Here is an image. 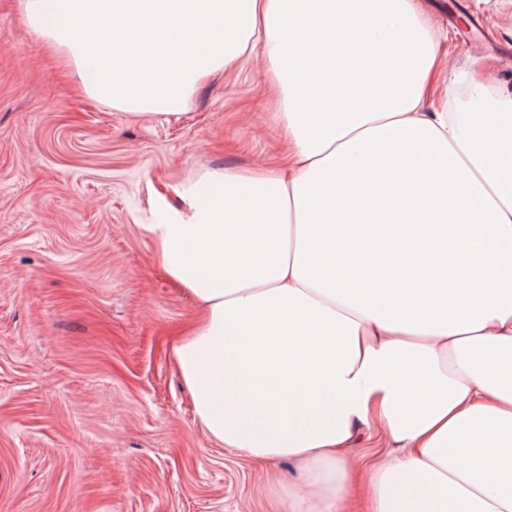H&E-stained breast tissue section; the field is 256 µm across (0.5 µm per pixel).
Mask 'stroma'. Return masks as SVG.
Wrapping results in <instances>:
<instances>
[{
  "label": "stroma",
  "mask_w": 512,
  "mask_h": 512,
  "mask_svg": "<svg viewBox=\"0 0 512 512\" xmlns=\"http://www.w3.org/2000/svg\"><path fill=\"white\" fill-rule=\"evenodd\" d=\"M449 65L512 88V0H421ZM0 0V512H288L300 467L201 429L172 344L200 308L141 231L209 167L288 143L262 60L183 114L100 102Z\"/></svg>",
  "instance_id": "35a3bbf8"
}]
</instances>
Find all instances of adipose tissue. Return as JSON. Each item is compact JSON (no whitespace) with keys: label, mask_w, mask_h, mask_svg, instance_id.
<instances>
[{"label":"adipose tissue","mask_w":512,"mask_h":512,"mask_svg":"<svg viewBox=\"0 0 512 512\" xmlns=\"http://www.w3.org/2000/svg\"><path fill=\"white\" fill-rule=\"evenodd\" d=\"M86 92L176 115L254 52L279 169L209 168L143 225L202 319L172 346L196 418L304 463L289 512H342L380 433L370 512H512V92L445 68L418 0H21Z\"/></svg>","instance_id":"1"}]
</instances>
